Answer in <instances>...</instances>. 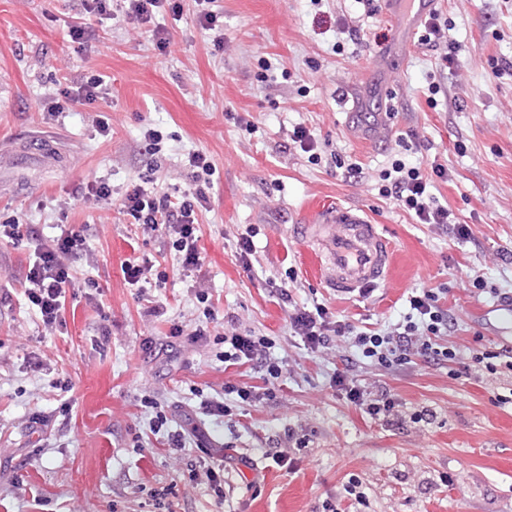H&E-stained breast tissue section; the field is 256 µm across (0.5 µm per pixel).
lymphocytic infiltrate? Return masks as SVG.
Instances as JSON below:
<instances>
[{
	"label": "lymphocytic infiltrate",
	"mask_w": 512,
	"mask_h": 512,
	"mask_svg": "<svg viewBox=\"0 0 512 512\" xmlns=\"http://www.w3.org/2000/svg\"><path fill=\"white\" fill-rule=\"evenodd\" d=\"M82 6L88 22L69 28L71 42H86L89 22L100 23L121 16L132 23L151 24L150 38L156 50L163 54L168 51L170 35L166 28L153 25L152 20L163 10L176 18L182 17L184 11L182 0H82ZM422 27L419 43L438 51L442 66L458 65L461 47L449 41L450 23L443 12H433ZM187 166L192 172V182L177 194L158 190L155 177L147 173L127 186L119 206L123 215L132 218L136 230L168 237L183 274L188 276L198 271L204 262L199 215L209 206L216 166L206 153L199 150L188 154ZM436 177L447 179V169L435 164L425 172L396 159L381 175V193L401 202L418 223L446 226L456 238H469L468 225L458 223L448 207L439 204L431 193L430 186ZM2 239L15 244L25 240L33 243L24 296L35 308L44 335H54L65 323L66 290L73 287L75 280L72 261L77 255L92 253L84 227L64 224L58 235L45 237L34 225L7 219L0 222ZM409 304L410 311L403 321L384 330H372L336 319L321 304L311 309L304 306L294 308L289 316V326L308 350L329 349L342 340L348 343L354 357L370 360L383 368L407 364L416 357L434 361L455 359V350L441 341L442 336L448 333L450 316L439 292L431 288L423 290L422 294L412 296ZM223 341L228 349L220 353L221 362L232 367L253 365L264 380L260 386L225 384V394L235 398L231 404L214 398L200 400L198 410L201 414L232 421L236 418V407L252 406L273 396L274 391L267 388L266 382L281 378L283 368L271 359L272 341L267 336L251 330L244 333L234 331L225 335ZM333 385L371 418H388L397 413L399 402L390 391H366L343 371L336 374ZM227 464L223 450L204 448L202 456L189 464L178 480L150 488L143 502L144 508L147 512H173L177 499L202 485L212 493L216 502H223Z\"/></svg>",
	"instance_id": "1"
}]
</instances>
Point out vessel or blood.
I'll return each mask as SVG.
<instances>
[{
	"label": "vessel or blood",
	"mask_w": 512,
	"mask_h": 512,
	"mask_svg": "<svg viewBox=\"0 0 512 512\" xmlns=\"http://www.w3.org/2000/svg\"><path fill=\"white\" fill-rule=\"evenodd\" d=\"M439 0H384L387 14L407 17L419 25L433 12ZM298 236L316 241L329 256L328 280L337 292L359 294L384 280L391 245L377 225L368 223L358 211L333 208L323 223L297 226Z\"/></svg>",
	"instance_id": "vessel-or-blood-1"
}]
</instances>
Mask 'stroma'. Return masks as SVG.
Instances as JSON below:
<instances>
[{
	"mask_svg": "<svg viewBox=\"0 0 512 512\" xmlns=\"http://www.w3.org/2000/svg\"><path fill=\"white\" fill-rule=\"evenodd\" d=\"M220 5L223 51L186 0L180 19H154L171 36L161 55L120 17L94 25L75 48L67 32L80 21L81 0H0V216L47 236L67 216L84 226L94 251L93 259L75 258L66 324L45 338L22 293L32 247L0 241V276L14 288L0 301V512H141L145 489L178 478L198 456L151 433L140 406L148 392L185 428L204 430L212 447L255 462L225 474L223 505L201 488L175 512H322L330 495L337 512H512V370L492 373L472 360L485 348H512V333L477 311L493 303V289L512 290V0H441L448 36L462 47L451 71L382 0ZM343 21L356 27L357 42L341 33ZM92 70L109 89L107 104L49 115L59 89ZM383 82L393 90L392 113L369 129L350 124L337 93L366 101ZM101 114L112 128L106 137L94 131ZM299 124L321 163L291 141ZM150 129L163 137L153 155ZM400 137L408 149L396 146ZM193 150L217 167L210 207L199 216L206 259L197 276L237 330L273 339L271 356L287 370L272 399L240 408L232 424L192 410L200 396L222 398L225 382L255 384V373L218 360L219 324H210V340L190 341L198 303L166 238L134 236L118 201L88 207L75 197L100 176L122 192L150 165L159 186H186ZM395 158L426 171L447 167L432 192L469 225V239L416 223L380 195V175ZM350 163L362 167L360 177L348 176ZM339 204L360 209L392 246L386 278L360 296L331 288L326 253L291 232L321 223ZM248 226L258 230L250 269L236 254ZM136 257L167 274L147 301L122 277V263ZM478 275L486 291L471 288ZM281 284L291 303L279 299ZM438 287L448 290L452 362L351 363L346 344L313 352L288 329L290 305L317 303L360 326H388L403 320L411 296ZM175 322L184 329L178 337L168 334ZM31 352L45 372L29 370ZM340 370L365 390H389L400 402L393 422L371 419L343 397L332 385ZM58 377L71 385L66 419L56 412ZM423 412L427 420L417 421ZM290 428L309 439L293 472L271 458L287 447ZM352 478L365 505L344 490Z\"/></svg>",
	"mask_w": 512,
	"mask_h": 512,
	"instance_id": "35a3bbf8",
	"label": "stroma"
}]
</instances>
